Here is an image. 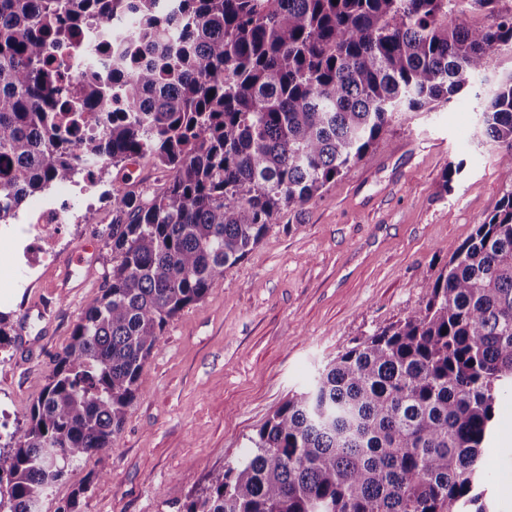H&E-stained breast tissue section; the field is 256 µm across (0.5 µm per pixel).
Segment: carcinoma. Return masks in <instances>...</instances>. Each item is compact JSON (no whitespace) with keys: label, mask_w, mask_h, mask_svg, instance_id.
I'll use <instances>...</instances> for the list:
<instances>
[{"label":"carcinoma","mask_w":512,"mask_h":512,"mask_svg":"<svg viewBox=\"0 0 512 512\" xmlns=\"http://www.w3.org/2000/svg\"><path fill=\"white\" fill-rule=\"evenodd\" d=\"M502 2L0 0V223L88 167L148 156L169 173L147 202L112 187V271L0 448V512H39L49 487L110 455L169 322L396 115L487 81L495 57L511 65L481 135L512 183ZM93 25L106 72L82 63ZM67 45L65 61L47 52ZM511 387L512 189L418 308L323 366L182 512H492L482 448Z\"/></svg>","instance_id":"1"}]
</instances>
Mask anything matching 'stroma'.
Listing matches in <instances>:
<instances>
[{
  "label": "stroma",
  "mask_w": 512,
  "mask_h": 512,
  "mask_svg": "<svg viewBox=\"0 0 512 512\" xmlns=\"http://www.w3.org/2000/svg\"><path fill=\"white\" fill-rule=\"evenodd\" d=\"M478 86L430 112H406L379 143L327 184L322 196L281 212L206 297L165 328L147 361L143 394L129 408L111 455L84 460L42 498L59 512H180L211 472L244 456L251 437L288 396L336 354L418 308L423 286L512 189L499 152L480 134ZM463 169L450 186L442 174ZM151 197L168 175L150 158L110 168ZM95 221L61 225L53 259L35 275L0 266V422L28 419L89 300L112 270L111 198L68 197ZM512 394H498L482 451L496 512H512Z\"/></svg>",
  "instance_id": "stroma-1"
}]
</instances>
